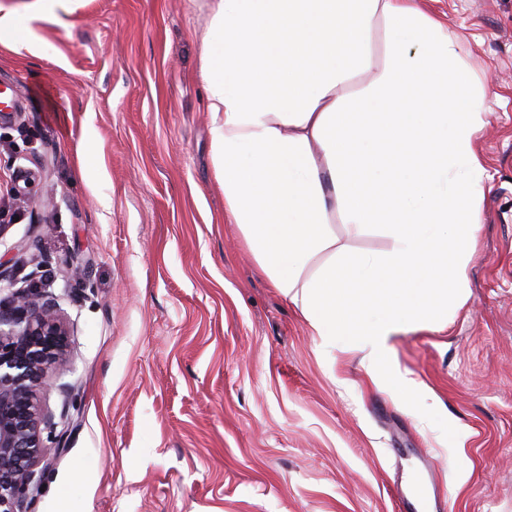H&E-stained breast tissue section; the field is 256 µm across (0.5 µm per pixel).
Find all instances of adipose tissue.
<instances>
[{"mask_svg":"<svg viewBox=\"0 0 512 512\" xmlns=\"http://www.w3.org/2000/svg\"><path fill=\"white\" fill-rule=\"evenodd\" d=\"M383 44L375 54L374 41ZM200 79L224 218L313 335L388 364L463 306L488 113L421 0H213ZM386 236L381 254L350 241Z\"/></svg>","mask_w":512,"mask_h":512,"instance_id":"ef3b65f1","label":"adipose tissue"}]
</instances>
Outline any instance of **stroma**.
Masks as SVG:
<instances>
[{"label": "stroma", "instance_id": "stroma-1", "mask_svg": "<svg viewBox=\"0 0 512 512\" xmlns=\"http://www.w3.org/2000/svg\"><path fill=\"white\" fill-rule=\"evenodd\" d=\"M210 5L78 0L37 53L0 35V265L57 299L75 388L31 512H420L393 497L419 452L450 512H512V0L426 3L485 91L489 178L466 303L390 340L413 389L313 335L225 222Z\"/></svg>", "mask_w": 512, "mask_h": 512}]
</instances>
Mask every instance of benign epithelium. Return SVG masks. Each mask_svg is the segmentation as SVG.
I'll return each mask as SVG.
<instances>
[{
    "label": "benign epithelium",
    "mask_w": 512,
    "mask_h": 512,
    "mask_svg": "<svg viewBox=\"0 0 512 512\" xmlns=\"http://www.w3.org/2000/svg\"><path fill=\"white\" fill-rule=\"evenodd\" d=\"M13 290L0 301V512H27L38 489L37 469L48 468L64 447L70 403L60 421L40 395L59 377L69 349V326L53 299L0 269Z\"/></svg>",
    "instance_id": "1"
}]
</instances>
